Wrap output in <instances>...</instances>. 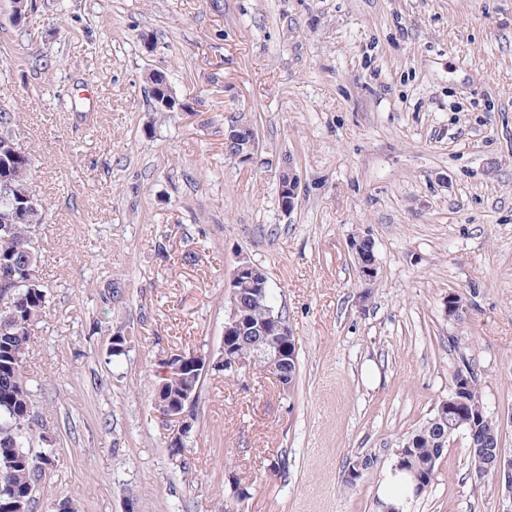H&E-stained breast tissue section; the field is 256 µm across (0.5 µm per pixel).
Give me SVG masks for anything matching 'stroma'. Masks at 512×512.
Listing matches in <instances>:
<instances>
[{
    "instance_id": "obj_1",
    "label": "stroma",
    "mask_w": 512,
    "mask_h": 512,
    "mask_svg": "<svg viewBox=\"0 0 512 512\" xmlns=\"http://www.w3.org/2000/svg\"><path fill=\"white\" fill-rule=\"evenodd\" d=\"M31 4L17 23L0 0V108L46 211L23 375L47 439L22 446L54 464L34 512H383L392 448L465 365L512 456V0ZM153 72L182 110L154 108ZM238 120L259 142L245 163L224 154ZM357 235L375 243L369 284ZM242 259L294 333L296 384L210 368L172 455L160 364L218 358ZM502 505L459 434L405 512ZM278 182L283 200L282 208L285 212H289L297 201L300 183L299 175L289 160L280 168ZM351 251L357 260L358 275L366 283L375 281L378 277V266L375 255L364 253L360 247V240L351 243Z\"/></svg>"
}]
</instances>
